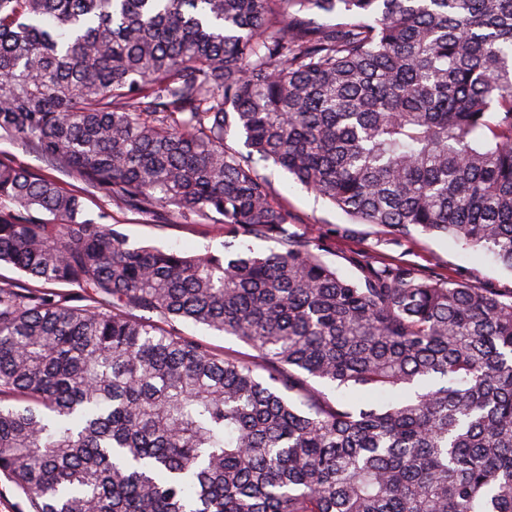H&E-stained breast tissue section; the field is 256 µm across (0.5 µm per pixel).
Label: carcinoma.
<instances>
[{"label": "carcinoma", "instance_id": "1", "mask_svg": "<svg viewBox=\"0 0 512 512\" xmlns=\"http://www.w3.org/2000/svg\"><path fill=\"white\" fill-rule=\"evenodd\" d=\"M0 130L224 224L222 256L132 246L0 159V472L33 512H512V291L343 276L260 174L512 272V0H0ZM180 330L184 333L194 336L205 345L217 349H223L228 352L237 353L245 357L255 356L257 353L248 345L240 341L236 336L228 334H219L204 326L180 325Z\"/></svg>", "mask_w": 512, "mask_h": 512}]
</instances>
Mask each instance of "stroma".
<instances>
[{"label": "stroma", "instance_id": "obj_1", "mask_svg": "<svg viewBox=\"0 0 512 512\" xmlns=\"http://www.w3.org/2000/svg\"><path fill=\"white\" fill-rule=\"evenodd\" d=\"M263 174L271 182L279 201L293 214L297 229L311 225L320 228L328 244L324 258L343 274L359 275L354 258L365 254L374 262H404L425 273L463 279L504 294L512 292V272L486 254L465 249L445 237L419 233L408 243L378 242L372 226L351 223L345 214L296 183L279 167L268 166ZM50 176L62 187L78 191L90 213L110 210L113 223L120 225L131 244L156 245L197 254L224 252V232L219 216L178 217L158 224L112 206L101 193L83 186L64 171H51Z\"/></svg>", "mask_w": 512, "mask_h": 512}]
</instances>
